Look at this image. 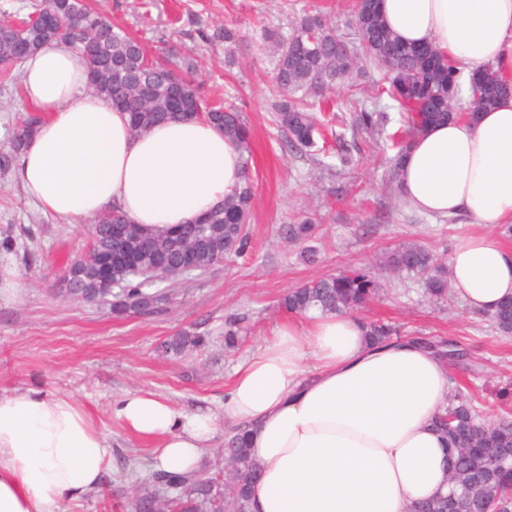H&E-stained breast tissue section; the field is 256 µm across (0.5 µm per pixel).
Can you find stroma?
I'll use <instances>...</instances> for the list:
<instances>
[{
  "label": "stroma",
  "mask_w": 512,
  "mask_h": 512,
  "mask_svg": "<svg viewBox=\"0 0 512 512\" xmlns=\"http://www.w3.org/2000/svg\"><path fill=\"white\" fill-rule=\"evenodd\" d=\"M112 22L138 38L147 52L162 55L167 43L194 58L195 78L212 99L236 109L251 134V172L255 196L251 246L187 277L157 282L166 294L155 311L113 317L96 303L68 299L56 289L68 264L92 244L93 222L70 224L43 212L14 177L0 168V274L18 286L0 301V390L37 388L78 401L110 444L103 488L66 512H122L118 503L152 470L150 444L126 431L110 413L129 391L162 397L186 413L208 408L219 414L209 448L216 455L229 436L224 391L236 365L271 341L290 314L279 307L290 288L369 263L400 242L417 243L447 257L456 238L476 232L456 218L410 208L385 172L389 151L371 135L352 127L358 104L381 102L391 119L399 112L378 99L379 73L368 68L353 83L336 88L335 113L344 121V141L353 163L330 174L288 145L276 128L274 58L262 46L269 25L290 34L305 10H319L338 26L351 47L359 41L348 25L351 0H92ZM236 27L241 41L206 45L199 29ZM19 87L0 81V157L12 156L11 135L28 113ZM310 219L316 226V262L303 248L284 242L281 227ZM392 323L404 336L451 339L469 354L451 369V392L472 398L488 412L512 410V337L497 334L486 315L461 300L435 306L414 279L391 280L361 312ZM238 332L234 351L224 348V332ZM206 339L204 349L181 359L163 357L160 346L178 331Z\"/></svg>",
  "instance_id": "35a3bbf8"
}]
</instances>
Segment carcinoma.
<instances>
[{"instance_id": "obj_1", "label": "carcinoma", "mask_w": 512, "mask_h": 512, "mask_svg": "<svg viewBox=\"0 0 512 512\" xmlns=\"http://www.w3.org/2000/svg\"><path fill=\"white\" fill-rule=\"evenodd\" d=\"M38 18L0 19V76L17 82L16 69L24 59L18 54L21 45L26 54L44 43L40 23L50 16L59 32L60 44L83 51L92 76L93 89L108 96L127 112L132 128L146 130L153 124L180 117H196L224 131L242 151L243 183L224 205L212 212L193 230L188 241L180 229L145 230L132 225L127 235L129 246L138 252L134 265L118 264L112 268L115 288H102L96 268L102 255L112 251L110 225L128 224L130 220L115 209H107L94 218L97 224L89 251L69 266L58 293L64 297L96 302L115 316L132 311H151L164 297L157 290L144 288L146 280L162 279L183 271V255L193 253L194 269L202 270L222 259L241 256L248 251V224L254 199L249 173L250 135L239 116L210 103L200 88L188 78L195 69L192 59L182 57L174 64L152 58L140 42L122 28L112 24L89 0H44L33 6ZM350 25L359 39L360 52L350 49L336 26L320 13H305L295 22L289 35L276 29L264 33V48L275 59V83L278 100L274 104L276 122L288 132L290 147L315 156L317 138L323 136L311 107L330 104L336 84L367 66L380 71L378 96L396 102L402 112L401 126L386 133V113L359 108L358 126L391 142L396 150L388 167V180L400 182V164L414 140L428 128L461 118L472 119L457 106L456 88L459 75L452 63L430 45H407L388 29L381 12L367 0H353ZM210 43L233 45L236 30L219 27L211 34L202 33ZM483 87L478 110L491 108L498 98L512 93V86L502 82L490 69L482 71ZM40 114L29 111L21 120L22 133L12 135L14 153H19L34 134ZM313 234L306 219L283 228V238L302 244ZM403 279L423 278L424 294L440 303L452 298L446 269L437 257L412 243H399L378 255L374 262L361 268L346 269L336 275L320 277L291 288L281 298L283 311L304 315L312 310L322 313H351L362 307L380 288L379 276ZM494 329L501 336L512 337V300L489 314ZM369 340L388 344L397 332L389 324L364 322ZM408 340L433 350L451 364H461L468 353L460 345L427 336H410ZM205 346V338L181 330L162 345L173 358L190 349ZM434 426L445 439L449 454L448 495L431 501L414 503L410 512H485L490 506L512 508V489L501 483V466L512 463V414H488L473 400L459 394L449 396L447 404L435 417ZM221 460L230 466L236 491L225 495L224 483L211 476L214 465L191 473L156 470L146 485L125 504L127 512H142L155 503L159 512H249L251 489L259 477V467L250 455L244 436L228 437L220 450Z\"/></svg>"}]
</instances>
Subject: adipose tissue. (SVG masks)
Masks as SVG:
<instances>
[{
    "instance_id": "1",
    "label": "adipose tissue",
    "mask_w": 512,
    "mask_h": 512,
    "mask_svg": "<svg viewBox=\"0 0 512 512\" xmlns=\"http://www.w3.org/2000/svg\"><path fill=\"white\" fill-rule=\"evenodd\" d=\"M391 32L429 44L462 82L483 68L512 84V0H381ZM42 121L15 177L45 211L72 222L115 208L148 228L198 223L242 183L237 144L195 119L134 130L89 85L75 50L45 44L23 65ZM404 201L482 225L448 258L455 294L475 312L512 299V247L489 227L512 224V96L474 120L430 127L401 167ZM449 367L410 341L370 344L350 314L310 312L235 368L224 417L244 427L261 468L250 512H407L447 492L446 443L433 425ZM113 417L153 445L156 468L201 467L211 410L176 411L130 391ZM108 440L74 400L36 388L0 392V512H63L101 487Z\"/></svg>"
}]
</instances>
